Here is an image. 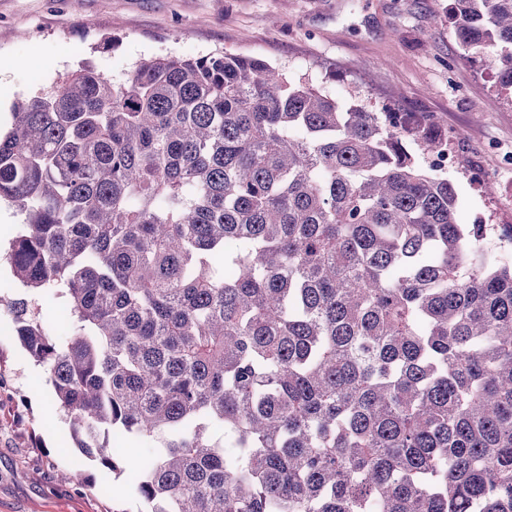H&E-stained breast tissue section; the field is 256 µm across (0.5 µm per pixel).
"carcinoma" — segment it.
I'll return each instance as SVG.
<instances>
[{
  "label": "carcinoma",
  "mask_w": 512,
  "mask_h": 512,
  "mask_svg": "<svg viewBox=\"0 0 512 512\" xmlns=\"http://www.w3.org/2000/svg\"><path fill=\"white\" fill-rule=\"evenodd\" d=\"M449 19L512 97V0ZM12 116L7 260L75 323L20 298L16 334L142 512H512V255L406 126L223 52L85 65Z\"/></svg>",
  "instance_id": "obj_1"
}]
</instances>
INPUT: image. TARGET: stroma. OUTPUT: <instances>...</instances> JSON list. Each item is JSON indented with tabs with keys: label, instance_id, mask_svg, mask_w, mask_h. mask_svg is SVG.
I'll return each instance as SVG.
<instances>
[{
	"label": "stroma",
	"instance_id": "stroma-1",
	"mask_svg": "<svg viewBox=\"0 0 512 512\" xmlns=\"http://www.w3.org/2000/svg\"><path fill=\"white\" fill-rule=\"evenodd\" d=\"M451 0H0V113L84 65L122 82L140 61L211 52L262 58L343 101L432 123L456 156L457 220L512 228V102L454 37ZM495 185L486 195L477 174ZM485 179V180H486ZM0 268V512H140L104 491L47 370L21 346Z\"/></svg>",
	"mask_w": 512,
	"mask_h": 512
}]
</instances>
